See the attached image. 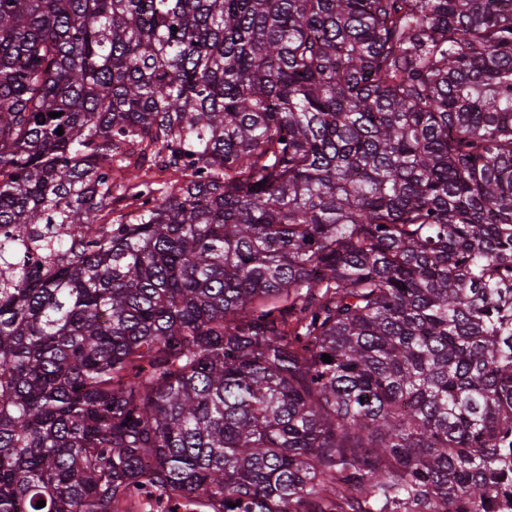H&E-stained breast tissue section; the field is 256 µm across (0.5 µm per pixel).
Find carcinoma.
<instances>
[{"mask_svg":"<svg viewBox=\"0 0 512 512\" xmlns=\"http://www.w3.org/2000/svg\"><path fill=\"white\" fill-rule=\"evenodd\" d=\"M0 227V512H512V0H0Z\"/></svg>","mask_w":512,"mask_h":512,"instance_id":"carcinoma-1","label":"carcinoma"}]
</instances>
